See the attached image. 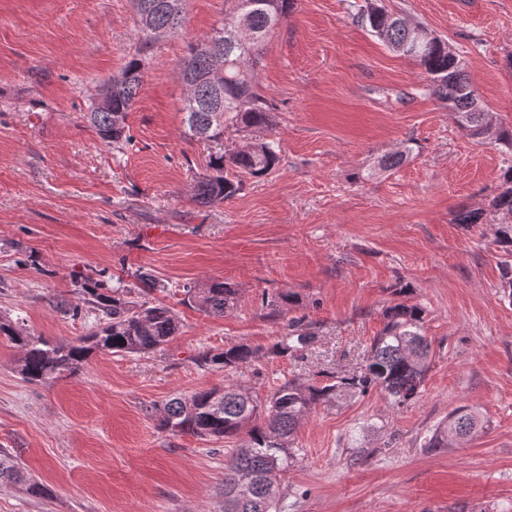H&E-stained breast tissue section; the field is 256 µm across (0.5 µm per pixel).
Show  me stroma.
Returning <instances> with one entry per match:
<instances>
[{"label": "stroma", "instance_id": "1", "mask_svg": "<svg viewBox=\"0 0 512 512\" xmlns=\"http://www.w3.org/2000/svg\"><path fill=\"white\" fill-rule=\"evenodd\" d=\"M462 59L484 111L512 130V0H384ZM364 0H296L250 70L275 107L281 161L233 197L192 199L210 157L245 145L186 136L178 67L222 25L227 0H185L181 30L153 44L121 147L87 120L99 82L140 43L133 0H0V317L49 341L96 328L56 306L74 279L138 270L179 330L142 353H95L73 375L29 383L0 337V454L44 492L0 485V512H224V461L239 445L161 429L170 399L243 385L266 397L366 361L385 310H423L430 367L418 399L371 391L312 408L281 476L282 512H512V299L487 212L506 148L469 137L421 69L373 36ZM399 167L374 173L384 155ZM478 212L462 224L463 212ZM222 280L215 316L185 298ZM280 293L282 310L264 305ZM311 334L274 345L290 321ZM245 344L238 373L205 365ZM481 431L431 448L461 407Z\"/></svg>", "mask_w": 512, "mask_h": 512}]
</instances>
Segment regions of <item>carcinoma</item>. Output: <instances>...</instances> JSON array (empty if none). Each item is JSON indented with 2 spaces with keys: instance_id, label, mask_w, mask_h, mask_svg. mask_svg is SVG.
I'll use <instances>...</instances> for the list:
<instances>
[{
  "instance_id": "obj_1",
  "label": "carcinoma",
  "mask_w": 512,
  "mask_h": 512,
  "mask_svg": "<svg viewBox=\"0 0 512 512\" xmlns=\"http://www.w3.org/2000/svg\"><path fill=\"white\" fill-rule=\"evenodd\" d=\"M152 5V23L159 30H179L181 18L171 17L167 0H147ZM249 13L250 29L256 39L250 49L224 45V106L220 112H204L190 104L183 105L189 135L195 129L208 131V138L218 140L231 132L250 131L253 141L241 148L210 158L206 174L199 178L193 198L200 205L234 196L240 190L239 176L254 178L269 174L279 163L280 145L272 136L273 105L261 94L245 63L259 53V48L288 17L293 0H257ZM362 20L374 36L392 50L414 60L430 83L434 95L448 103L454 120L472 138L498 142L512 150V133L493 122L488 112H473L477 95L465 77L460 60L448 54V44L427 34L415 41L419 26L387 11L379 0H366ZM137 56L120 73L119 87L112 94L111 106L90 113L89 122L99 138L115 147L126 139V114L133 106L142 84V68L154 38L140 31ZM216 36L189 43L187 55L179 67L180 78L197 76L189 88V98L198 102L213 94L207 74L210 43ZM410 154L405 149L381 157L378 169L391 170ZM490 215L500 217L496 242L506 255L501 261L503 283L512 288V164L503 172L501 191L490 203ZM75 300L62 298L57 307L74 317L92 311L99 324L89 335L75 341L50 343L30 336L8 319L0 318V335L22 349L18 371L28 382H44L63 373L74 374L94 352L145 353L168 343L179 330L178 321L168 306L149 300H132L129 289L117 280L107 288L100 280L83 277L73 281ZM188 298L208 314L224 315L234 309L238 289L224 281H213L203 288L187 290ZM386 323L374 337L368 363L360 372L336 376L322 385L289 380L279 385L265 400L255 398L239 384L193 393L176 398L162 409L160 426L173 433H190L205 438L233 439L245 433L246 443L234 449L224 462V512H280L279 484L291 457L293 436L307 411L318 404L333 403L352 395H364L372 389L384 392L395 404L414 401L429 370L431 344L422 333L423 309L397 303L385 313ZM311 340L307 334L291 333L276 344V350L294 352ZM258 354L248 345H237L202 357L203 363L219 370L237 372ZM477 417L469 408L457 409L448 426L435 431L427 447L448 448L470 435ZM243 476L254 480L245 496L237 491ZM0 483L13 484L29 494L44 489L31 481L28 472L9 455L0 454Z\"/></svg>"
}]
</instances>
